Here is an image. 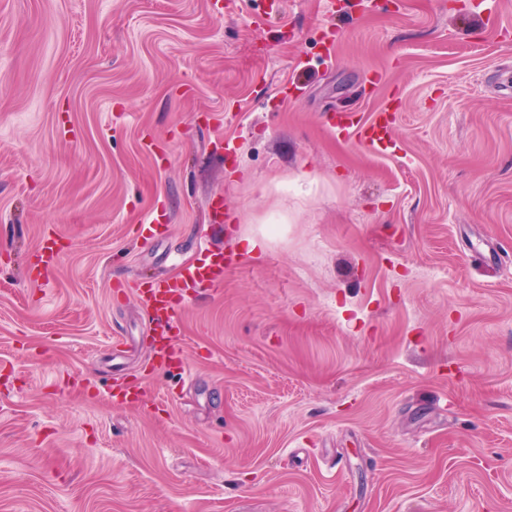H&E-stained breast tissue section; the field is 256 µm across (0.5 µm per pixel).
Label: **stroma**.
Segmentation results:
<instances>
[{
  "mask_svg": "<svg viewBox=\"0 0 512 512\" xmlns=\"http://www.w3.org/2000/svg\"><path fill=\"white\" fill-rule=\"evenodd\" d=\"M226 2L0 0V512H512V0ZM395 125V112L390 109L380 111L376 118L368 125L360 124L353 113H338L333 118V126L342 132L352 130L358 136L361 144L379 147L387 146L392 141ZM199 253L204 257L201 263L184 265L178 277L157 279L147 282L134 292L151 320L150 330L154 331L153 365L169 367L172 356L171 332L177 328V311L190 300L198 288L214 284L224 278V253L213 252L209 244L200 241ZM210 258L209 262L207 259ZM216 258V260H214ZM170 348V351H169Z\"/></svg>",
  "mask_w": 512,
  "mask_h": 512,
  "instance_id": "stroma-1",
  "label": "stroma"
}]
</instances>
